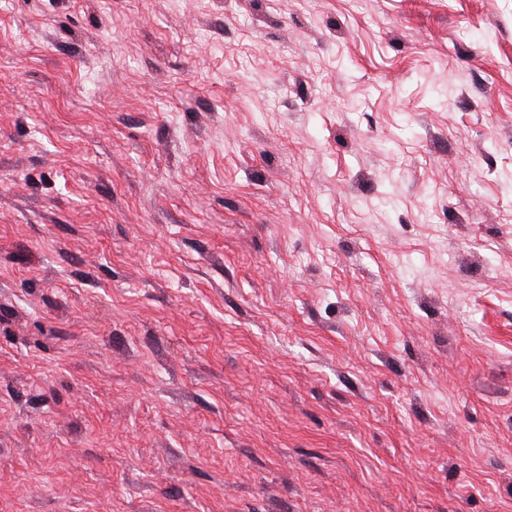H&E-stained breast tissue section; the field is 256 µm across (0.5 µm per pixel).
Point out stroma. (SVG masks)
<instances>
[{"instance_id":"1","label":"stroma","mask_w":512,"mask_h":512,"mask_svg":"<svg viewBox=\"0 0 512 512\" xmlns=\"http://www.w3.org/2000/svg\"><path fill=\"white\" fill-rule=\"evenodd\" d=\"M0 512H512V0H0Z\"/></svg>"}]
</instances>
